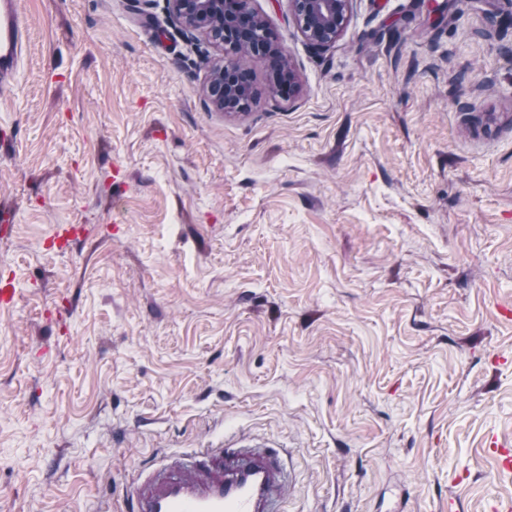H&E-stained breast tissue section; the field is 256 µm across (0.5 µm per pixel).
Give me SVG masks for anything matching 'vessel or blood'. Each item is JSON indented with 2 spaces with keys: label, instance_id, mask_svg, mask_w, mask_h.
I'll return each instance as SVG.
<instances>
[{
  "label": "vessel or blood",
  "instance_id": "b4317fda",
  "mask_svg": "<svg viewBox=\"0 0 512 512\" xmlns=\"http://www.w3.org/2000/svg\"><path fill=\"white\" fill-rule=\"evenodd\" d=\"M24 23L18 0H0V76L17 69ZM499 475L512 478V442L489 443ZM293 486L273 444L228 432L204 448L166 456L136 471L123 512H283Z\"/></svg>",
  "mask_w": 512,
  "mask_h": 512
}]
</instances>
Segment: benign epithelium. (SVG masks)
I'll return each mask as SVG.
<instances>
[{
  "mask_svg": "<svg viewBox=\"0 0 512 512\" xmlns=\"http://www.w3.org/2000/svg\"><path fill=\"white\" fill-rule=\"evenodd\" d=\"M292 2L296 5L297 25L309 45L317 51H325L335 46L348 23L352 0ZM167 4L169 13L176 22L190 30L204 31L221 42L224 41V27L232 30L238 38L250 34V23L242 13V9L249 8V0H167ZM268 38L269 42L259 61L272 69L281 64L287 54L273 33H268ZM236 70L233 57L228 55L211 74L209 88L212 101L221 111H232L234 98L239 94L250 95L251 87L246 75L238 79V85L231 88L224 86V74ZM299 91L300 84L295 69L290 66L288 84L282 89H273V92L280 98L290 100Z\"/></svg>",
  "mask_w": 512,
  "mask_h": 512,
  "instance_id": "obj_1",
  "label": "benign epithelium"
}]
</instances>
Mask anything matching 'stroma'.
<instances>
[{"instance_id": "stroma-1", "label": "stroma", "mask_w": 512, "mask_h": 512, "mask_svg": "<svg viewBox=\"0 0 512 512\" xmlns=\"http://www.w3.org/2000/svg\"><path fill=\"white\" fill-rule=\"evenodd\" d=\"M0 96V512H121L144 462L240 429L286 512L511 496L512 0H353L246 116L166 0H20ZM58 224L83 234L59 245ZM237 70V66L233 61V57L230 52H227V56L224 58V62L218 65L212 72L209 88L212 96V101L218 110L228 112V115H238L246 112L232 113L233 101L236 96L240 93H244L249 96L251 93V87L249 83L248 75H245L238 79V86L231 88L224 87V74L234 72ZM489 447L495 458L497 472L500 476L512 478V448L511 440L493 438Z\"/></svg>"}]
</instances>
